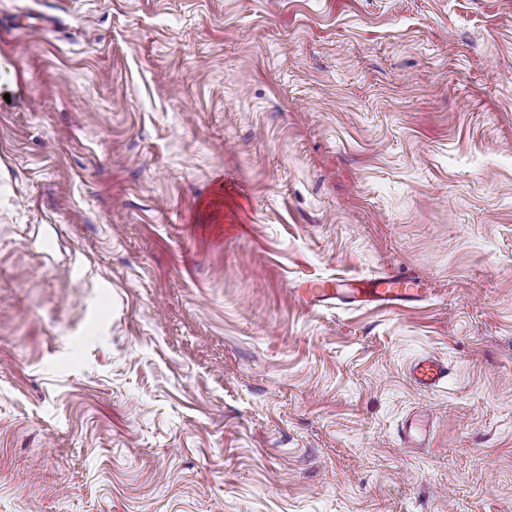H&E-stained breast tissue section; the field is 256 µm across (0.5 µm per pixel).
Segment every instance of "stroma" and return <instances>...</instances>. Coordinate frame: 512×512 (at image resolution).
I'll list each match as a JSON object with an SVG mask.
<instances>
[{
  "label": "stroma",
  "instance_id": "35a3bbf8",
  "mask_svg": "<svg viewBox=\"0 0 512 512\" xmlns=\"http://www.w3.org/2000/svg\"><path fill=\"white\" fill-rule=\"evenodd\" d=\"M0 512H512V0H0ZM414 282L393 276H383L371 285V288H335L332 282L306 288H297L296 294L304 301L309 300H345L360 296L358 301L375 302L381 306L403 305L421 298L419 288H412ZM348 289V290H346ZM351 295V297H347ZM448 376V366L437 357H426L417 362L411 372L413 382L420 388L432 390Z\"/></svg>",
  "mask_w": 512,
  "mask_h": 512
}]
</instances>
